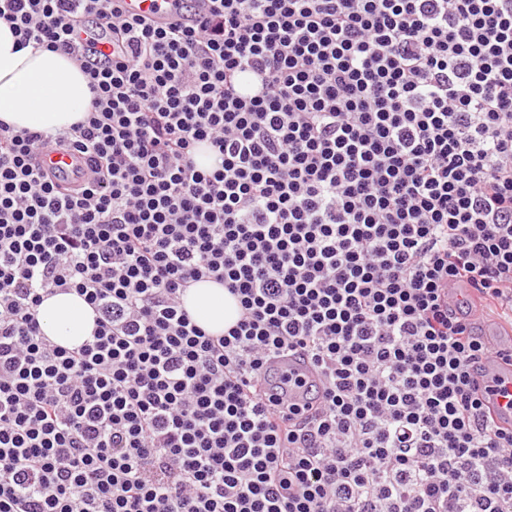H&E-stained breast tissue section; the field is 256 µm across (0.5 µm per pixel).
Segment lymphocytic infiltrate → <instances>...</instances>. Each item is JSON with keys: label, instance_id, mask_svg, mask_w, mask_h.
Returning a JSON list of instances; mask_svg holds the SVG:
<instances>
[{"label": "lymphocytic infiltrate", "instance_id": "lymphocytic-infiltrate-1", "mask_svg": "<svg viewBox=\"0 0 512 512\" xmlns=\"http://www.w3.org/2000/svg\"><path fill=\"white\" fill-rule=\"evenodd\" d=\"M123 2L0 0L92 94L52 138L0 122V512H512L448 300L512 320V0ZM48 143L93 179L48 182ZM205 278L219 336L182 304ZM71 290L97 328L66 349L36 308ZM290 353L323 384L287 416ZM161 1L163 0H125L124 9L129 15L148 17L163 24L179 20L176 15L168 12ZM185 307L192 319L213 334L224 332L238 315L236 303L224 287L206 279L195 283L184 296Z\"/></svg>", "mask_w": 512, "mask_h": 512}]
</instances>
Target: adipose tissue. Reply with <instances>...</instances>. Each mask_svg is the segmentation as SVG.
I'll return each mask as SVG.
<instances>
[{"mask_svg": "<svg viewBox=\"0 0 512 512\" xmlns=\"http://www.w3.org/2000/svg\"><path fill=\"white\" fill-rule=\"evenodd\" d=\"M90 99L85 76L64 55L17 48L8 24L0 22L1 120L38 132L66 130L83 121ZM184 300L192 319L210 333H223L237 319L235 301L215 282L195 283ZM95 318L93 309L73 292L45 297L37 308L43 334L67 349L91 338Z\"/></svg>", "mask_w": 512, "mask_h": 512, "instance_id": "ef3b65f1", "label": "adipose tissue"}]
</instances>
